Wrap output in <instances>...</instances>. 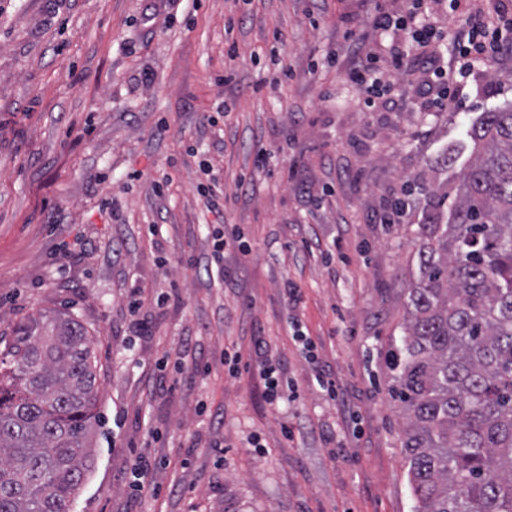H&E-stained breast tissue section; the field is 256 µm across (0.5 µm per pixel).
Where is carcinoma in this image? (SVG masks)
Wrapping results in <instances>:
<instances>
[{
  "mask_svg": "<svg viewBox=\"0 0 512 512\" xmlns=\"http://www.w3.org/2000/svg\"><path fill=\"white\" fill-rule=\"evenodd\" d=\"M476 152L421 225L409 320L386 363L406 422L413 512H512V107L465 129ZM84 327L40 314L0 351V512H70L93 462Z\"/></svg>",
  "mask_w": 512,
  "mask_h": 512,
  "instance_id": "obj_1",
  "label": "carcinoma"
}]
</instances>
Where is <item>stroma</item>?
Here are the masks:
<instances>
[{"mask_svg": "<svg viewBox=\"0 0 512 512\" xmlns=\"http://www.w3.org/2000/svg\"><path fill=\"white\" fill-rule=\"evenodd\" d=\"M379 4L399 0H0V348L38 313L91 336L95 463L71 512H413L385 354L419 279V227L449 214L436 195L472 158L464 126L512 104V57L459 111H419L408 76L399 109L364 111L336 69L345 29L376 46ZM409 186L404 220L382 223ZM223 224L252 251L226 250L219 270ZM257 335L297 389L274 408L253 370L219 361ZM255 432L266 453L248 448ZM211 246L210 262L219 270L224 267V252L227 248H235L244 255L251 251L250 242L236 225H225L219 230L214 235Z\"/></svg>", "mask_w": 512, "mask_h": 512, "instance_id": "stroma-1", "label": "stroma"}]
</instances>
